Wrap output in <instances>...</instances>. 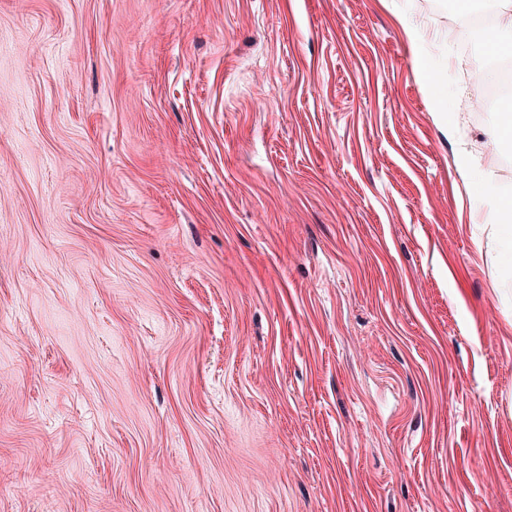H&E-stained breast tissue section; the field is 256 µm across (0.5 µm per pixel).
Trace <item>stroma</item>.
<instances>
[{
    "label": "stroma",
    "instance_id": "35a3bbf8",
    "mask_svg": "<svg viewBox=\"0 0 512 512\" xmlns=\"http://www.w3.org/2000/svg\"><path fill=\"white\" fill-rule=\"evenodd\" d=\"M468 23L0 0V512H512Z\"/></svg>",
    "mask_w": 512,
    "mask_h": 512
}]
</instances>
